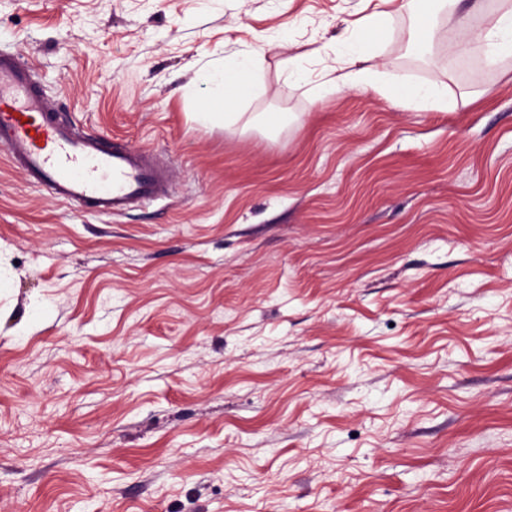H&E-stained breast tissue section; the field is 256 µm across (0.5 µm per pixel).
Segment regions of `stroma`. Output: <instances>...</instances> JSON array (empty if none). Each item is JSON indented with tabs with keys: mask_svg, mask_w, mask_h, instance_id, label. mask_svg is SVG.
I'll return each instance as SVG.
<instances>
[{
	"mask_svg": "<svg viewBox=\"0 0 512 512\" xmlns=\"http://www.w3.org/2000/svg\"><path fill=\"white\" fill-rule=\"evenodd\" d=\"M510 8L423 52L392 0H0V51L174 184L97 216L0 156V512H512V54L474 43ZM347 38L382 85L318 94ZM255 53L238 109L284 123L200 118ZM261 65L259 55L244 59L225 60L224 67L210 77L211 92L202 99L206 110L224 107L225 111L233 110L240 98L244 97L249 88L239 81L244 74L257 76ZM396 96L398 101H405L414 107L430 110H447L448 97L435 86L409 85L400 87Z\"/></svg>",
	"mask_w": 512,
	"mask_h": 512,
	"instance_id": "stroma-1",
	"label": "stroma"
}]
</instances>
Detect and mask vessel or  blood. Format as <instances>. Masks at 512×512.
Here are the masks:
<instances>
[{
    "label": "vessel or blood",
    "instance_id": "vessel-or-blood-1",
    "mask_svg": "<svg viewBox=\"0 0 512 512\" xmlns=\"http://www.w3.org/2000/svg\"><path fill=\"white\" fill-rule=\"evenodd\" d=\"M0 155L55 200L119 215L166 196L168 169L148 150L78 132L44 95L33 67L0 52Z\"/></svg>",
    "mask_w": 512,
    "mask_h": 512
}]
</instances>
